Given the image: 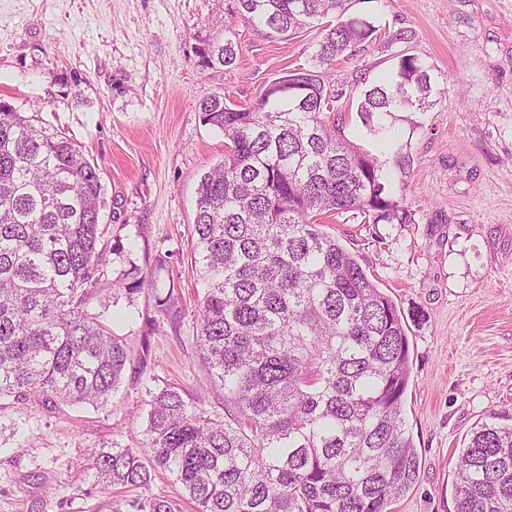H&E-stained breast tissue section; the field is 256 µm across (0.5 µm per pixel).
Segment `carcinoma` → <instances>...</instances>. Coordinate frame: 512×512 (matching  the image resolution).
<instances>
[{"instance_id":"carcinoma-1","label":"carcinoma","mask_w":512,"mask_h":512,"mask_svg":"<svg viewBox=\"0 0 512 512\" xmlns=\"http://www.w3.org/2000/svg\"><path fill=\"white\" fill-rule=\"evenodd\" d=\"M243 19L271 37L321 38L308 67L265 84L257 102L203 100L202 123L224 132V158L200 180L194 264L205 291L193 337L224 417L193 410L184 390L149 391L141 448L93 453L95 486L147 489L152 471L173 477L196 512H388L415 484L419 457L406 435L407 327L393 300L322 223L351 213L406 224L383 169L338 138L329 121L343 93L332 66L377 27L348 14V0H238ZM201 66L231 67L230 37L198 48ZM429 69L399 62L366 90L362 123L421 111ZM95 164L70 139L0 107V402L32 392L108 405L133 347L88 312L100 285L106 235ZM166 316L173 276L130 277ZM133 512H181L145 496ZM456 512H512V413L474 427L457 462Z\"/></svg>"}]
</instances>
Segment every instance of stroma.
Segmentation results:
<instances>
[{
	"instance_id": "35a3bbf8",
	"label": "stroma",
	"mask_w": 512,
	"mask_h": 512,
	"mask_svg": "<svg viewBox=\"0 0 512 512\" xmlns=\"http://www.w3.org/2000/svg\"><path fill=\"white\" fill-rule=\"evenodd\" d=\"M380 29L336 62L338 135L394 180L408 224L326 221L402 312L411 376L406 429L419 478L390 512H455L456 461L472 427L512 410V0H352ZM235 31L232 67H201L197 49ZM318 31L269 37L238 0H0V98L81 146L104 187L103 221L122 256L108 277L148 276L172 260L182 300L149 326L148 292H103L90 306L135 348L106 409L41 396L0 408V512H113L125 494L94 490L92 454L139 447L149 391L170 384L208 416L224 413L193 337L204 285L192 228L201 177L224 157L199 118L221 96L255 103L265 81L308 66ZM411 55L431 73L432 104L383 130L356 111L380 75Z\"/></svg>"
}]
</instances>
